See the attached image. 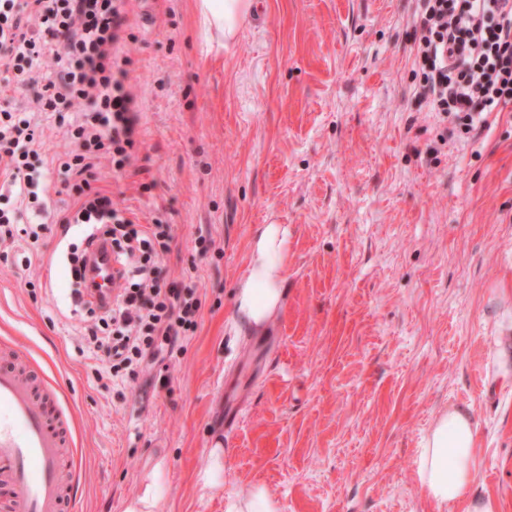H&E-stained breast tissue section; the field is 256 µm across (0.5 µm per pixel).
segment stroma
Segmentation results:
<instances>
[{
	"instance_id": "stroma-1",
	"label": "stroma",
	"mask_w": 512,
	"mask_h": 512,
	"mask_svg": "<svg viewBox=\"0 0 512 512\" xmlns=\"http://www.w3.org/2000/svg\"><path fill=\"white\" fill-rule=\"evenodd\" d=\"M126 8L142 145L96 186L173 225L161 278L195 282L201 310L166 390L105 389L69 295L85 227L0 243V337L72 422L78 512H125L158 476L168 512H225L257 484L279 512H434L416 460L452 406L477 426L479 491L512 512V104L471 134L437 121L413 92L416 0H253L220 52L193 0ZM271 222L290 231L283 306L249 333L234 292ZM203 480L211 488L224 486V451L214 448L211 452V459L203 474Z\"/></svg>"
}]
</instances>
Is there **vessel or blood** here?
<instances>
[{"mask_svg":"<svg viewBox=\"0 0 512 512\" xmlns=\"http://www.w3.org/2000/svg\"><path fill=\"white\" fill-rule=\"evenodd\" d=\"M120 263L111 246L93 241L87 252L88 287L110 290ZM72 438L57 402L41 396L33 379L0 366V495L11 512H63L72 498L63 471H77L78 456H63Z\"/></svg>","mask_w":512,"mask_h":512,"instance_id":"obj_1","label":"vessel or blood"}]
</instances>
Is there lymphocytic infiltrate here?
I'll return each instance as SVG.
<instances>
[{"label": "lymphocytic infiltrate", "instance_id": "lymphocytic-infiltrate-1", "mask_svg": "<svg viewBox=\"0 0 512 512\" xmlns=\"http://www.w3.org/2000/svg\"><path fill=\"white\" fill-rule=\"evenodd\" d=\"M412 26L421 63L416 94L432 111L471 131L482 113L512 104V0H417ZM128 28L123 0H0V96L57 68L33 109L0 107V179L14 201L0 207V241L15 239L25 204L65 227L91 225L111 244L123 286L111 305L88 307L87 342L96 376L116 383L183 350L201 309L195 288L158 282L171 225L134 222L96 186L101 162L121 172L140 145L136 97L114 75ZM48 122L68 141L49 162L42 158ZM53 167L74 191L75 211L51 210L39 197V180Z\"/></svg>", "mask_w": 512, "mask_h": 512}]
</instances>
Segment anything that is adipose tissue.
Listing matches in <instances>:
<instances>
[{"instance_id": "obj_1", "label": "adipose tissue", "mask_w": 512, "mask_h": 512, "mask_svg": "<svg viewBox=\"0 0 512 512\" xmlns=\"http://www.w3.org/2000/svg\"><path fill=\"white\" fill-rule=\"evenodd\" d=\"M252 8V0H195L198 27L209 40H231ZM288 227L261 224L254 230L246 274L235 294L239 327L259 331L278 314L287 276ZM477 429L468 408L451 407L435 420L419 451L416 477L435 512L460 503L464 512H499L491 497L474 488Z\"/></svg>"}]
</instances>
